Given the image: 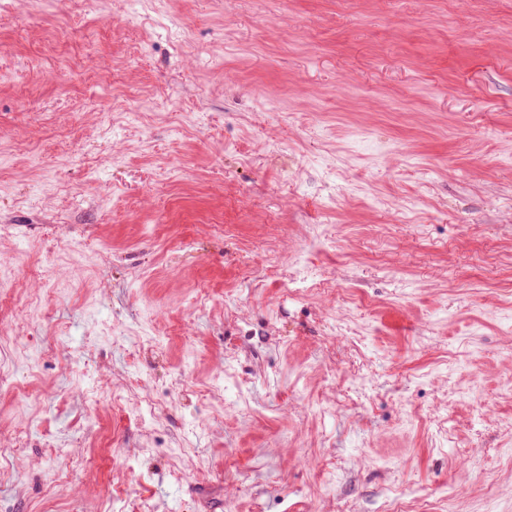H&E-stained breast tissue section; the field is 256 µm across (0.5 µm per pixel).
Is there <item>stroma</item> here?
Instances as JSON below:
<instances>
[{"mask_svg": "<svg viewBox=\"0 0 512 512\" xmlns=\"http://www.w3.org/2000/svg\"><path fill=\"white\" fill-rule=\"evenodd\" d=\"M0 512H512V0H9Z\"/></svg>", "mask_w": 512, "mask_h": 512, "instance_id": "1", "label": "stroma"}]
</instances>
